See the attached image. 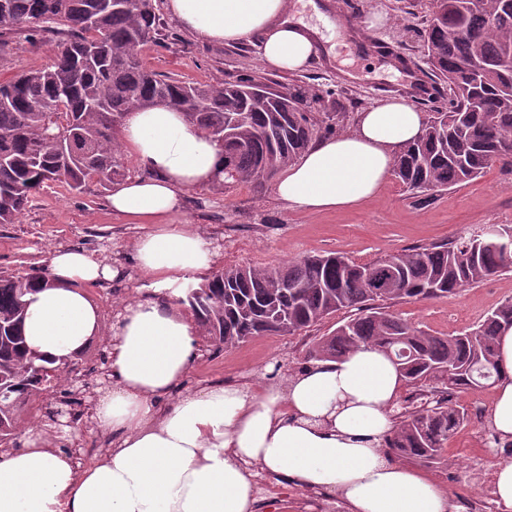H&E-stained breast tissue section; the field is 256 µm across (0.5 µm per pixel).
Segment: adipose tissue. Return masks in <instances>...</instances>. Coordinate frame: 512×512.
<instances>
[{
	"instance_id": "ef3b65f1",
	"label": "adipose tissue",
	"mask_w": 512,
	"mask_h": 512,
	"mask_svg": "<svg viewBox=\"0 0 512 512\" xmlns=\"http://www.w3.org/2000/svg\"><path fill=\"white\" fill-rule=\"evenodd\" d=\"M165 7L207 43L260 37L268 69L296 72L317 55L318 29L290 20L288 0H166ZM425 122L407 98L385 97L358 114L353 130L311 145L279 176L275 194L313 214L362 204ZM119 138L139 174L113 185L108 206L128 223L151 225L134 259L152 292L128 303L112 327L111 385L92 415L111 446L81 462L32 427L24 447L0 451V512H254L260 473L339 495L347 512H458L449 493L385 456L403 380L382 352L362 347L281 385L184 391L200 346L172 287L211 271L217 254L188 222L183 199L221 176L224 150L163 104L128 113ZM117 274L83 250H53L23 327L30 349L57 366L79 360L101 332L88 290ZM496 367L491 423L512 442V327L497 338Z\"/></svg>"
}]
</instances>
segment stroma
<instances>
[{
    "label": "stroma",
    "mask_w": 512,
    "mask_h": 512,
    "mask_svg": "<svg viewBox=\"0 0 512 512\" xmlns=\"http://www.w3.org/2000/svg\"><path fill=\"white\" fill-rule=\"evenodd\" d=\"M336 20L330 58L313 60L298 73L265 69L256 43L214 46L193 39L169 16L144 64L186 82L227 81L266 77L289 87L318 89L327 111H339V124L351 129L358 112L380 99L406 92L411 79L422 89L414 106L429 112L448 101L447 84H433L426 64L424 34L432 0H330ZM56 34L20 31L9 35L0 50V80L38 68L52 58ZM107 188L89 184L80 194L63 187H45L16 223L0 224V271L21 273L48 262L57 247H73L111 260L121 276L93 287L103 315L101 338L77 363L88 381L102 383L107 366L108 339L121 306L145 296L150 280L134 261V244L145 232L142 224H127L106 206ZM185 211L218 253L216 269L266 265L306 255L338 252L357 263L415 246L451 240L486 224L512 225V168L495 165L461 186L419 194L399 179L388 177L384 188L356 207L311 215L286 208L274 190L256 193L236 186L224 194L210 188L185 193ZM512 297V272L489 278L458 295L391 305V312L437 335H455L480 321L503 300ZM339 311L299 335L257 336L221 353L206 352L196 360L186 388L197 391L211 383L252 384L284 380L306 367L312 342L346 319ZM489 419L461 429L448 443L446 460L422 464L418 470L458 505L490 491L484 466L496 449L486 447ZM259 512H341L335 498L303 489L294 482L263 480L256 486Z\"/></svg>",
    "instance_id": "35a3bbf8"
}]
</instances>
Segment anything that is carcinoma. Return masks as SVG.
Wrapping results in <instances>:
<instances>
[{"label":"carcinoma","mask_w":512,"mask_h":512,"mask_svg":"<svg viewBox=\"0 0 512 512\" xmlns=\"http://www.w3.org/2000/svg\"><path fill=\"white\" fill-rule=\"evenodd\" d=\"M23 29L66 39L50 64L0 83V224L15 223L52 182L81 193L91 182L124 178L118 125L157 103L184 112L224 147V177L211 185L217 195L239 185L264 191L311 142L320 101L312 88L255 78L187 84L143 66L159 31L153 0H0V37ZM424 42L433 75L453 95L397 152L393 170L409 190L433 193L512 158V4L434 0ZM506 272L512 227L490 224L364 264L329 254L228 267L200 278L180 303L215 353L352 312L306 360H337L362 346L390 357L414 394L393 415L387 454L429 465L441 463L448 440L472 422L461 397L496 384V337L512 326V298L455 336L426 332L380 303L449 297ZM44 274L0 272V392L8 393L0 395L1 448L13 447L23 409L60 379L61 368L32 354L22 334L27 297Z\"/></svg>","instance_id":"carcinoma-1"}]
</instances>
